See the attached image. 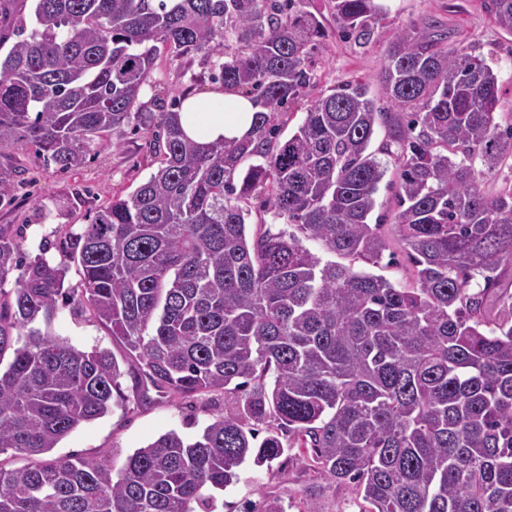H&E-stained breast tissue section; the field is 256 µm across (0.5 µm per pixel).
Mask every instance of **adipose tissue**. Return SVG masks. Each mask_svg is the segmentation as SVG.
Instances as JSON below:
<instances>
[{
  "label": "adipose tissue",
  "instance_id": "obj_1",
  "mask_svg": "<svg viewBox=\"0 0 512 512\" xmlns=\"http://www.w3.org/2000/svg\"><path fill=\"white\" fill-rule=\"evenodd\" d=\"M254 112L249 98L216 90L204 96L186 97L180 107L179 120L190 139L211 143L242 139L252 127Z\"/></svg>",
  "mask_w": 512,
  "mask_h": 512
}]
</instances>
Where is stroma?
I'll return each instance as SVG.
<instances>
[{"label": "stroma", "instance_id": "1", "mask_svg": "<svg viewBox=\"0 0 512 512\" xmlns=\"http://www.w3.org/2000/svg\"><path fill=\"white\" fill-rule=\"evenodd\" d=\"M381 5L384 18L372 41L358 46L338 36L329 0H312L311 10L322 22L326 39L307 99L291 106L280 118L281 138H288L302 124L310 100L348 81L366 83L378 106L386 107L381 72L387 48L400 30L414 24L437 27L446 32L448 48L465 49L488 60L498 77L495 119L503 126L512 124V34L493 23L484 0H381ZM203 72L201 56L174 58L163 54L156 61L153 77L171 95L180 96L188 90L206 94L216 90L217 85L204 79ZM154 138V132L134 124L125 126L99 142L96 153L82 168L72 172L46 165L30 149L0 154V168L13 173L12 182L0 190V225L23 226L24 248L33 255L37 254L41 240H55L59 229L82 231L112 195L132 192L156 171ZM390 140L389 129L379 126L370 144L371 151L377 152L379 161L387 168L386 182L376 194L375 208L376 216L387 221L382 228L386 234L391 231L388 221L396 210L393 193L387 187L388 181L395 177V158L381 150ZM75 190L79 191L81 201L65 220L32 223L37 205ZM51 327L79 349L98 345L110 349L119 358L125 353L103 325L73 312L70 307L59 308ZM122 388L129 395L124 407L80 426L50 451V458L78 460L105 451L119 466L136 449L168 431H177L188 439L196 438L224 411V396L220 393L181 398L156 392L150 403L142 405L130 396V379H123ZM267 495L280 498L287 512H305L306 503L312 497L316 498L320 512H359L352 487L323 483L316 473L307 469L306 454L299 450L290 459L276 460L268 468L245 463L238 482L217 492L216 512H242L244 505H257Z\"/></svg>", "mask_w": 512, "mask_h": 512}]
</instances>
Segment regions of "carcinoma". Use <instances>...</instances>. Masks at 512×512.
I'll use <instances>...</instances> for the list:
<instances>
[{
	"instance_id": "carcinoma-1",
	"label": "carcinoma",
	"mask_w": 512,
	"mask_h": 512,
	"mask_svg": "<svg viewBox=\"0 0 512 512\" xmlns=\"http://www.w3.org/2000/svg\"><path fill=\"white\" fill-rule=\"evenodd\" d=\"M33 29L0 58V153L19 145L63 171L108 133L156 122L157 171L114 195L58 261L0 225V512H214L212 489L248 460L311 448L309 467L354 487L359 512H512V189L483 178L512 158L495 122L498 78L413 25L390 43L382 89L399 119L392 237L412 265L396 286L355 268L390 248L370 222L386 167L368 151L388 113L351 82L311 101L285 141L278 116L315 80L325 32L308 0H32ZM338 34L368 44L376 0H330ZM512 34V0H487ZM224 41L210 77L258 111L241 140L199 144L179 102L139 96L157 58ZM250 159L247 168L243 161ZM481 167H476V164ZM283 225L248 231L257 191ZM40 204L42 224L75 202ZM319 243L341 261L321 263ZM81 289L66 286L71 265ZM20 271L13 288L2 285ZM102 323L128 352L78 349L50 330L59 305ZM153 387L222 392L224 414L189 441L171 430L114 469L41 456L79 426Z\"/></svg>"
}]
</instances>
